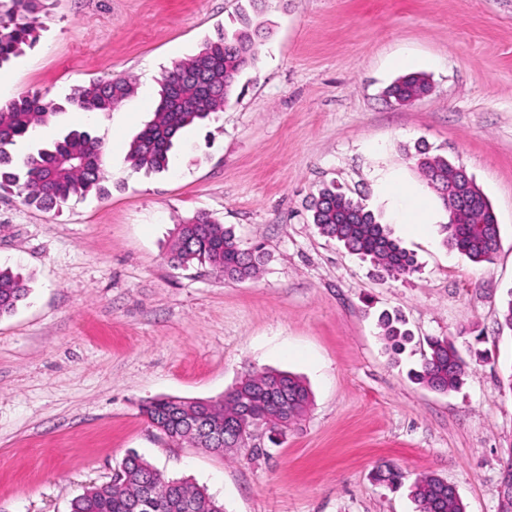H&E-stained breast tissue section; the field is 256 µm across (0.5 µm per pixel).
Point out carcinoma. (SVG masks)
I'll list each match as a JSON object with an SVG mask.
<instances>
[{
  "label": "carcinoma",
  "instance_id": "cac0c4a2",
  "mask_svg": "<svg viewBox=\"0 0 512 512\" xmlns=\"http://www.w3.org/2000/svg\"><path fill=\"white\" fill-rule=\"evenodd\" d=\"M43 11L44 0H0V68L19 56L23 47L36 43ZM241 23L242 29L219 33L162 74L154 118L129 147L133 168L147 173L167 169L169 154L182 132L191 125L211 121L224 111L236 80L258 59L249 32L250 20L244 17ZM196 72H203L211 83L224 86V97L210 98L187 80ZM427 86L424 75H408L393 84L388 94L403 104L424 93ZM132 93L131 81L116 78L79 88L63 104L38 93L0 103V192L16 190L26 205L42 211H59L92 191L106 195L103 144L89 128L73 129L28 153L20 162L15 161L11 148L37 128L51 125L67 106L82 112H109ZM417 165L443 207H448V195L439 192L436 183H448L453 163L446 157L422 152ZM465 194L474 201L468 222L441 225L443 242L473 263H490L499 248L496 216L476 184L465 189ZM309 210L312 224L322 236L339 242L387 275L397 278L417 270L413 255L392 238L387 226L379 223L373 211L354 198L351 191L334 183L325 185L312 197ZM261 258L259 248L242 247L233 227L206 213L176 225L170 255L176 267L208 265L228 280L242 281L258 273ZM29 292L28 280L21 273L0 268V317L13 313ZM381 326L393 354L403 352L410 336L403 320L384 313ZM466 366V359L452 339L432 338L429 353L409 371V377L434 392L447 394L460 388ZM310 401L309 389L295 375L248 371L222 402L206 405L189 398L164 396L143 404L141 413L171 442L222 454L226 448L247 447L257 427L265 428L271 442L278 444V439L298 423ZM376 478L395 485L403 475L386 464L377 469ZM410 493L417 512H466L462 499L448 497V485L435 475L417 479ZM70 512H224V507L206 489L165 477L135 453L123 460L119 474L111 482L93 485L76 496Z\"/></svg>",
  "mask_w": 512,
  "mask_h": 512
}]
</instances>
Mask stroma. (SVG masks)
<instances>
[{"label":"stroma","mask_w":512,"mask_h":512,"mask_svg":"<svg viewBox=\"0 0 512 512\" xmlns=\"http://www.w3.org/2000/svg\"><path fill=\"white\" fill-rule=\"evenodd\" d=\"M248 0H47L39 38L0 71V100L59 98L117 77L135 92L108 112L57 116L17 157L69 130L95 129L107 197L59 213L0 194V266L30 294L0 318V512H70L134 451L166 476L204 486L225 512H416L425 474L454 484L467 512H501L512 459V0H265L259 60L218 121L189 129L169 167L127 159L153 119L158 81ZM430 90L407 105L386 89L410 73ZM462 164L500 225L492 262L443 243L447 221L415 147ZM360 190L418 270L392 278L320 236L307 209L325 183ZM426 232L394 221L401 191ZM205 211L262 245L257 279L173 268L176 224ZM412 339L385 348L381 312ZM432 336L469 368L440 394L410 380ZM251 370L304 378L312 400L280 444L257 429L217 456L175 445L142 403L221 400ZM391 464L404 479L375 478Z\"/></svg>","instance_id":"obj_1"}]
</instances>
